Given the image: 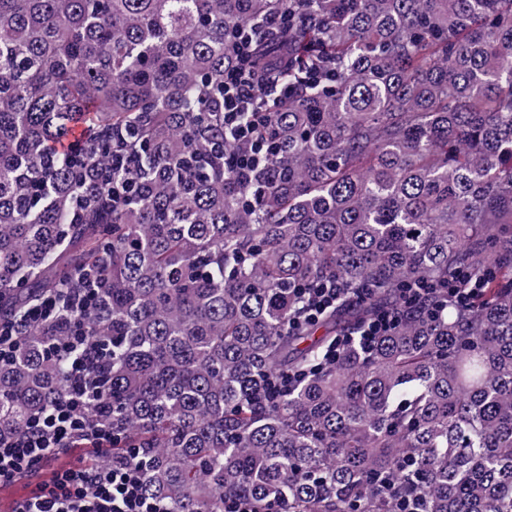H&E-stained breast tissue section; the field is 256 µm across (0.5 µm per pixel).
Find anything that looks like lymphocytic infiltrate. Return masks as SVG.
Returning a JSON list of instances; mask_svg holds the SVG:
<instances>
[{
    "label": "lymphocytic infiltrate",
    "mask_w": 512,
    "mask_h": 512,
    "mask_svg": "<svg viewBox=\"0 0 512 512\" xmlns=\"http://www.w3.org/2000/svg\"><path fill=\"white\" fill-rule=\"evenodd\" d=\"M267 95L256 74L238 67L225 72L224 130L249 145L247 152L234 155L229 163L244 180L254 176L267 154V144L258 134L269 117ZM339 294L332 281L304 290L289 328L319 320L335 307ZM51 349L66 367L68 391L32 418L20 435L0 438V485L35 473L51 456L85 440L92 442L96 460L60 470L51 484L18 499L13 512H168L162 501L144 495L145 474L135 455L113 459L111 429L90 420V372L101 363L96 344L76 332L55 340Z\"/></svg>",
    "instance_id": "f902f5d3"
}]
</instances>
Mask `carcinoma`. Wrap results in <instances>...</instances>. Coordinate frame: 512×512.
I'll return each instance as SVG.
<instances>
[{"mask_svg": "<svg viewBox=\"0 0 512 512\" xmlns=\"http://www.w3.org/2000/svg\"><path fill=\"white\" fill-rule=\"evenodd\" d=\"M243 22L272 23L247 65L288 86L248 184L224 168ZM459 267L472 306L321 360ZM87 276L94 308L0 362L1 437L63 394L49 344L78 326L112 456L169 512H399L376 478L404 472L424 512H512V0H0V319ZM325 279L372 293L288 332ZM301 376L298 373L288 375L267 376L262 390L259 392L256 401L258 403H272L284 394Z\"/></svg>", "mask_w": 512, "mask_h": 512, "instance_id": "obj_1", "label": "carcinoma"}]
</instances>
